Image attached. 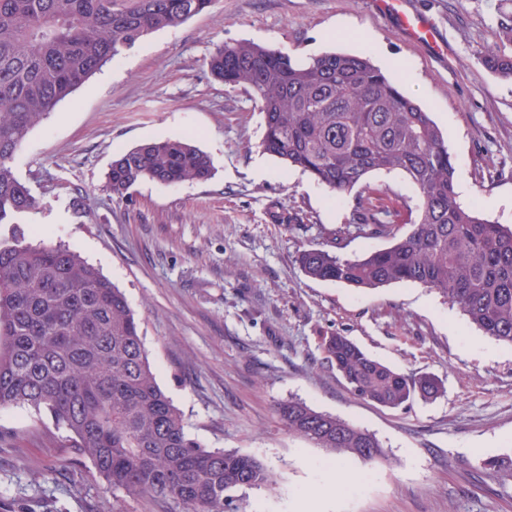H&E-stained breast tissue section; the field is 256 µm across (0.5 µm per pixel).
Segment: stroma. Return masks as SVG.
Here are the masks:
<instances>
[{
	"instance_id": "1",
	"label": "stroma",
	"mask_w": 512,
	"mask_h": 512,
	"mask_svg": "<svg viewBox=\"0 0 512 512\" xmlns=\"http://www.w3.org/2000/svg\"><path fill=\"white\" fill-rule=\"evenodd\" d=\"M438 27L434 52L382 14L376 0H215L184 24L148 34L87 80L15 156L41 202L24 228L62 243L120 288L140 322L161 388L210 448L264 462L271 486L238 494L235 512H512V346L484 336L437 291L403 282L356 290L308 278L299 250L352 257L385 239L336 246L353 196L329 191L259 146L263 116L249 93L213 78L216 45L248 41L298 59L329 50L393 60L406 93L441 129L462 204L512 225V80L483 62L512 0H407ZM194 136L214 164L204 183H137L113 197L106 174L122 151ZM349 336L445 393L392 410L353 396L320 343ZM297 398L367 429L388 457L332 458L288 434L278 403ZM342 473L320 483L315 465ZM0 512H179L100 488L90 464L29 410H0Z\"/></svg>"
}]
</instances>
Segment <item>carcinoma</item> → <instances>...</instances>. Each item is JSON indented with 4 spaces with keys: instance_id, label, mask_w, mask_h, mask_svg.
Here are the masks:
<instances>
[{
    "instance_id": "carcinoma-1",
    "label": "carcinoma",
    "mask_w": 512,
    "mask_h": 512,
    "mask_svg": "<svg viewBox=\"0 0 512 512\" xmlns=\"http://www.w3.org/2000/svg\"><path fill=\"white\" fill-rule=\"evenodd\" d=\"M214 0H0V410L24 407L51 419L88 460L106 490L181 512H227L233 493L273 481L259 459L208 448L150 366L140 323L122 291L76 252L34 245L17 217L38 208L13 159L30 131L106 63L145 35L178 26ZM512 79V56L484 52ZM211 75L244 88L263 114V151L310 175L337 202L359 189L351 230L390 245L355 257L308 248L298 254L314 280L375 290L414 282L438 291L484 335L512 345V227L457 201L456 169L431 112L405 96L370 58L324 52L298 60L251 42L211 53ZM210 156L189 138L119 153L107 172L113 196L142 180L206 182ZM403 173L416 189L398 211L367 186L376 172ZM323 360L359 398L392 409L444 392L438 379L403 375L348 337L323 338ZM288 430L315 448L372 463L386 458L375 434L298 399L278 404Z\"/></svg>"
}]
</instances>
